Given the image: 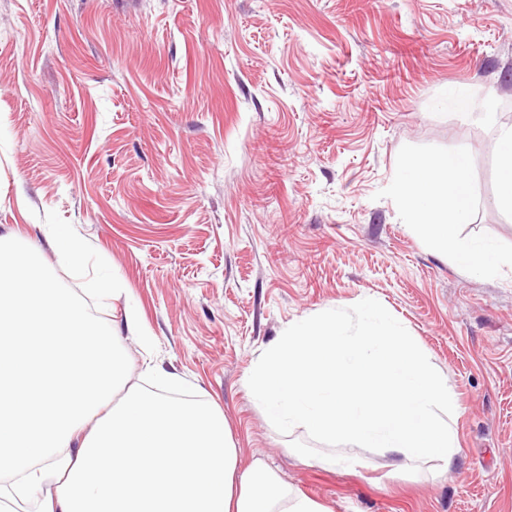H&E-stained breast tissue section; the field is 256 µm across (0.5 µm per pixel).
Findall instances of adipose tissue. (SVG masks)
<instances>
[{"instance_id": "adipose-tissue-1", "label": "adipose tissue", "mask_w": 512, "mask_h": 512, "mask_svg": "<svg viewBox=\"0 0 512 512\" xmlns=\"http://www.w3.org/2000/svg\"><path fill=\"white\" fill-rule=\"evenodd\" d=\"M463 158L420 159L396 186L412 223L476 275L508 266L488 241L455 235L470 199ZM59 263L84 266L68 226L44 224ZM50 319L63 344L34 346L28 323ZM112 321L58 288L26 233L0 237V512H321L261 461L239 472L224 415L210 400L164 399L127 383ZM123 390L113 403L115 390Z\"/></svg>"}]
</instances>
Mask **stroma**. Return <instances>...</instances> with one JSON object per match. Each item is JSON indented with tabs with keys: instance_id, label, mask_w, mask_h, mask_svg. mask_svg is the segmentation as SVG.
<instances>
[{
	"instance_id": "1",
	"label": "stroma",
	"mask_w": 512,
	"mask_h": 512,
	"mask_svg": "<svg viewBox=\"0 0 512 512\" xmlns=\"http://www.w3.org/2000/svg\"><path fill=\"white\" fill-rule=\"evenodd\" d=\"M469 86L493 113L451 109ZM512 127V0H0V237L68 224L124 284L106 318L128 382L138 339L214 400L241 467L329 512H512V269L474 277L420 235L402 166L469 168L463 240L512 253L494 204ZM384 304L447 379L460 452L420 470L302 428L280 434L250 371L296 320ZM138 310L140 333L126 309Z\"/></svg>"
}]
</instances>
